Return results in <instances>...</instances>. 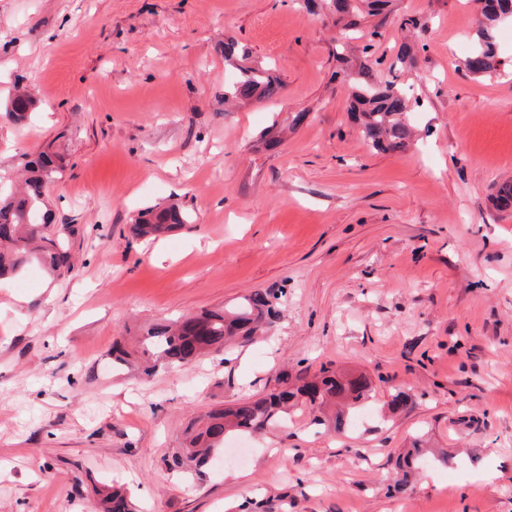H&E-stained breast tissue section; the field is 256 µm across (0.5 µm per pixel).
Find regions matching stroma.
Wrapping results in <instances>:
<instances>
[{"instance_id": "35a3bbf8", "label": "stroma", "mask_w": 512, "mask_h": 512, "mask_svg": "<svg viewBox=\"0 0 512 512\" xmlns=\"http://www.w3.org/2000/svg\"><path fill=\"white\" fill-rule=\"evenodd\" d=\"M416 19L414 29L404 26ZM332 0H0V171L51 149L45 193L74 228V268L0 279V512H101L119 483L140 512H512V22L506 72L465 71L474 0H390L376 78L411 36L415 104L403 151L352 123ZM271 65V99L227 107L236 70ZM305 113L292 127L296 113ZM286 138L267 148L272 123ZM180 204L192 224L154 240L128 228ZM288 288L272 335L143 379L112 364L150 323ZM363 373L370 397L337 434L295 409L285 427L229 438L223 464L169 470L189 421L264 394L281 369ZM406 411L392 414L395 391ZM426 432L432 454L402 493L394 463Z\"/></svg>"}]
</instances>
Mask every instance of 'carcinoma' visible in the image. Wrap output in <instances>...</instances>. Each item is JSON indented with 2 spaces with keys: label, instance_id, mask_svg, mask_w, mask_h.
<instances>
[{
  "label": "carcinoma",
  "instance_id": "carcinoma-1",
  "mask_svg": "<svg viewBox=\"0 0 512 512\" xmlns=\"http://www.w3.org/2000/svg\"><path fill=\"white\" fill-rule=\"evenodd\" d=\"M387 0H335L336 24L341 34L365 40L363 52L368 54L380 37L378 26L365 28L361 15L377 14ZM481 19L472 37V45L463 60L467 72L493 77L502 74L495 32L499 25L512 20V0H480ZM416 64L413 48L402 44L391 70L412 68ZM351 119L360 128L365 142L374 149L401 150L412 141L414 133L405 120L410 97L394 80L377 82L372 68L363 63L349 74ZM280 87L277 78L262 67L241 66L235 81L225 89L224 97L235 99L272 98ZM33 100L25 93L11 100L5 117L16 123L28 120ZM26 172L19 191L0 199V277L19 271L36 261L50 272L63 276L73 269V253L69 237L74 230L54 229L52 216L41 208L47 186L62 171V159L43 152L24 164ZM190 216L178 205L163 209L149 208L130 225L134 239L158 237L184 224ZM286 297L285 288L252 291L231 309L203 312L174 322H161L144 329L141 340V372L146 377L161 369H175L233 342L246 347L260 336L272 332L280 319ZM369 384L362 374L344 376L323 366L313 376L306 372L292 375L280 373L275 386L260 397L239 402L231 407L211 411L206 418L193 422L185 430L183 445L172 455V465L185 471L201 472L215 454L224 449L231 433L248 435L275 429L284 424L288 411L296 406L308 409L311 422L341 431L350 420L351 410L368 397ZM426 454L425 441L417 438L412 448L396 459L402 478L399 485L414 472ZM105 512H136L128 494L119 489L102 490Z\"/></svg>",
  "mask_w": 512,
  "mask_h": 512
}]
</instances>
